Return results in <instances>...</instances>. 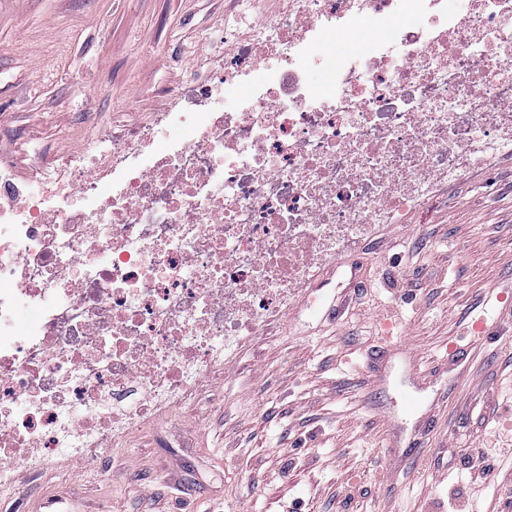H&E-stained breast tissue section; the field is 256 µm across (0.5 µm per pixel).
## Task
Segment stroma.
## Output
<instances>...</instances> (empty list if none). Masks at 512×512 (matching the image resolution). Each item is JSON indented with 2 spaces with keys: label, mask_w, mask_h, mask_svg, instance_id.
<instances>
[{
  "label": "stroma",
  "mask_w": 512,
  "mask_h": 512,
  "mask_svg": "<svg viewBox=\"0 0 512 512\" xmlns=\"http://www.w3.org/2000/svg\"><path fill=\"white\" fill-rule=\"evenodd\" d=\"M282 7L0 0V160L33 185L73 160L105 174L89 144L153 125L169 89L223 69L225 30ZM372 251L381 263L352 270ZM500 293L512 298L508 156L327 262L196 401L84 454L16 466L0 512H174L164 460L192 487L187 512H288L295 498L303 512H448L452 497L459 512H502L512 461L474 488L462 465L469 448L512 446V320L470 332Z\"/></svg>",
  "instance_id": "35a3bbf8"
}]
</instances>
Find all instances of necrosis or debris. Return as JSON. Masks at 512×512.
Instances as JSON below:
<instances>
[{
  "instance_id": "obj_1",
  "label": "necrosis or debris",
  "mask_w": 512,
  "mask_h": 512,
  "mask_svg": "<svg viewBox=\"0 0 512 512\" xmlns=\"http://www.w3.org/2000/svg\"><path fill=\"white\" fill-rule=\"evenodd\" d=\"M171 95L134 134L156 165L117 144L111 186L0 172V485L193 399L324 261L512 154V0H288Z\"/></svg>"
}]
</instances>
